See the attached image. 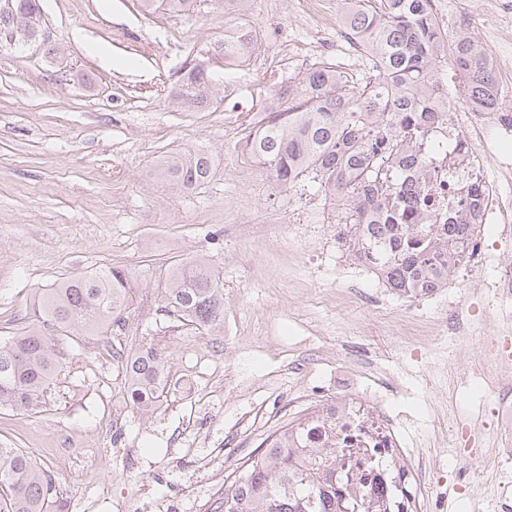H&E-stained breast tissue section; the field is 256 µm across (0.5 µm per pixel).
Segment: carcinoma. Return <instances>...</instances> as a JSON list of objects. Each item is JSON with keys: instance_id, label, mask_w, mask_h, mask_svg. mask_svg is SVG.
I'll list each match as a JSON object with an SVG mask.
<instances>
[{"instance_id": "carcinoma-1", "label": "carcinoma", "mask_w": 512, "mask_h": 512, "mask_svg": "<svg viewBox=\"0 0 512 512\" xmlns=\"http://www.w3.org/2000/svg\"><path fill=\"white\" fill-rule=\"evenodd\" d=\"M16 12H0V36L16 35L14 47L41 41L39 0H15ZM429 0H352L345 28L356 35L373 74L358 78L339 66L317 62L302 81L279 90V103L264 109L249 134L244 158L268 170L279 185L308 180L327 199L345 203V224L354 229V251L362 263L398 294L416 296L442 288L463 263L479 220L482 186L468 187L472 212L448 221V234L421 226V210L390 205L404 179L402 164L423 165V145L443 116L434 99L444 93L436 74L443 35ZM196 0H142L149 11L186 12ZM250 20L235 16L224 39L201 50L218 54L224 70L235 69L254 50ZM453 66L462 79L454 93L482 106L509 107L490 97L484 50L464 33L452 40ZM212 78L192 67L182 75L181 96L206 102ZM204 150L189 151L162 164L161 174L182 189L204 183L213 172ZM446 253L448 268L432 259ZM137 277L121 267H104L52 285L34 304L36 323L0 336V409L29 408L47 392L62 360L58 338L76 330L109 339L126 327L138 303ZM157 311L196 329H224V288L202 258L171 265ZM125 369L133 404L148 410L171 391L163 364L152 349L116 353ZM320 424L308 415L273 432L263 451L230 473L212 512H366L365 500L390 512L396 487L384 493L367 486L363 468L370 457L341 448H298L295 431L315 438ZM54 476L20 448L0 447V512H61Z\"/></svg>"}]
</instances>
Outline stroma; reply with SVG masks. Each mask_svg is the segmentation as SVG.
I'll return each instance as SVG.
<instances>
[{
  "mask_svg": "<svg viewBox=\"0 0 512 512\" xmlns=\"http://www.w3.org/2000/svg\"><path fill=\"white\" fill-rule=\"evenodd\" d=\"M53 38L0 46V336L24 326L39 293L103 266L160 294L173 263L204 257L224 284V329L210 335L133 306L110 342L63 339L37 408L0 410V446L51 471L73 512H205L264 438L330 402L331 380L362 366L357 395L395 421L403 458L424 476L420 512H503L512 462L492 410L500 387L467 391L486 336L512 337L496 297L512 264V212L478 225L470 257L435 294L392 293L355 259L342 203L277 184L239 145L282 83L318 61L367 64L337 45L333 21L299 0H246L251 63L221 79L206 107L182 104L177 73L224 37V0L173 15L139 0H40ZM207 150L212 177L189 191L162 163ZM462 308L468 339L438 338ZM153 348L172 391L151 413L130 406L111 348Z\"/></svg>",
  "mask_w": 512,
  "mask_h": 512,
  "instance_id": "stroma-1",
  "label": "stroma"
}]
</instances>
